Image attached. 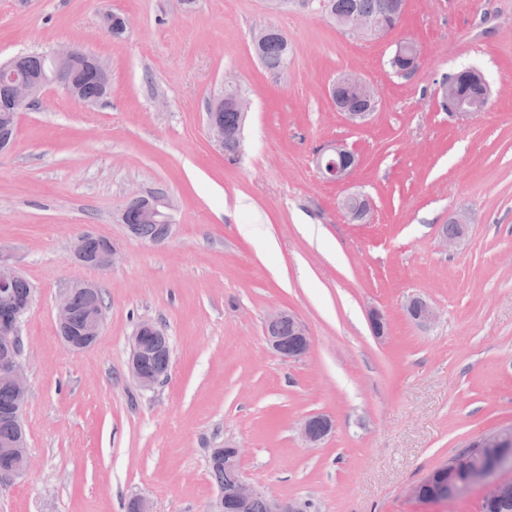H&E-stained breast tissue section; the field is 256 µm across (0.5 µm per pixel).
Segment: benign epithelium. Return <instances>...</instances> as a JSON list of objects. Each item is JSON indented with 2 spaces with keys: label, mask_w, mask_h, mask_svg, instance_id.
Returning a JSON list of instances; mask_svg holds the SVG:
<instances>
[{
  "label": "benign epithelium",
  "mask_w": 512,
  "mask_h": 512,
  "mask_svg": "<svg viewBox=\"0 0 512 512\" xmlns=\"http://www.w3.org/2000/svg\"><path fill=\"white\" fill-rule=\"evenodd\" d=\"M394 14L380 17L355 15L342 21V26L358 37L375 35L382 37L394 30L400 23L404 14L403 2L394 0ZM104 27L115 38L121 37L129 28L130 21L124 14L107 13L103 16ZM45 67L32 75L17 76L19 58L6 63H0V78L4 80L7 92L0 96V151L9 149L17 129L19 112L35 103L44 91L52 86L59 87L73 100L87 106H93L112 95V84L107 64L100 58L89 55L77 47L65 46L56 48L46 54ZM81 64L93 69L99 77L101 92L97 96H89L82 86L71 76L72 68ZM357 93L361 106L356 109L344 107V117L353 126L363 125L372 114L377 94L373 86L355 72L346 73L337 78L328 88L332 101L339 102L348 91ZM439 94L443 105L459 116H467L476 112L475 105L460 100L454 86L441 84ZM229 103L238 111V122L235 127L224 126V91L214 96L208 112L207 124L213 139L224 145L228 139L242 140L245 121L250 111L251 102L247 96L241 94L229 100ZM315 166L321 178L330 183H339L347 180L358 166L355 154L345 146L334 143L327 149H321L316 154ZM129 201L137 204V223H129V212L123 210L120 219L127 229L134 235L138 234V225L171 223L172 204L163 193L150 196L133 194ZM88 234H82L73 242L72 250L75 257L100 270L114 266L117 250L110 240H104L98 252L87 255L85 239ZM21 277L19 271L10 262L4 249L0 247V300L8 301V288ZM84 292L95 294V285L92 283L77 284L63 296L57 303V324L65 345L72 351L81 350V346L71 338L70 326L72 322V294ZM29 304H12L0 311V384L12 388L19 396V405L16 415H22L26 405L27 374L22 360L23 341L19 326ZM409 317L420 327L429 328L438 320L436 309L421 297H411L406 302ZM288 319L293 323V335L298 345V356H304L310 346V337L304 323L295 315L284 311L274 310L265 319V340L278 354H283L284 347L281 338L276 333V326L282 320ZM148 336L164 337L156 324L144 320L137 326L132 339V352L128 371L140 388L150 390L161 383L166 374L149 372L144 367L147 355L145 339ZM332 422L323 416L306 418L300 427V436L304 443L315 448L331 432ZM16 467L11 476L16 478L24 474L30 466L27 452V441L20 438L15 445ZM509 469L512 470V427H504L477 437L467 445V450L460 452L448 460L447 463L430 471L425 478L410 488V494L419 500L425 499L426 488L432 485L439 474L448 471V477L464 476V480L483 483L484 495L482 512H496L498 505L504 497L505 488L512 485V481L494 480L491 475ZM261 498L267 506V512H302L301 503L296 500H284L269 491L250 483L243 473L231 490H220L212 505L210 512H247L253 500Z\"/></svg>",
  "instance_id": "benign-epithelium-1"
}]
</instances>
